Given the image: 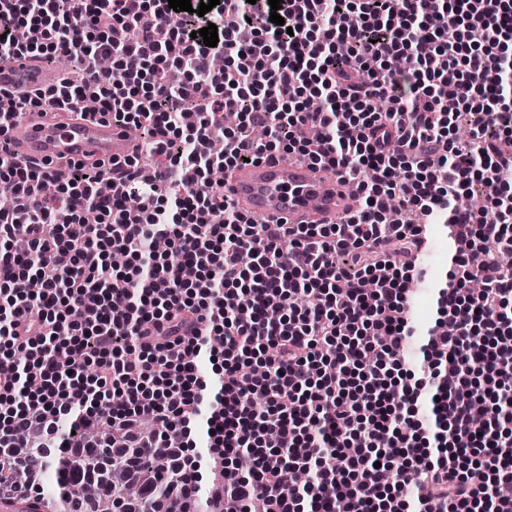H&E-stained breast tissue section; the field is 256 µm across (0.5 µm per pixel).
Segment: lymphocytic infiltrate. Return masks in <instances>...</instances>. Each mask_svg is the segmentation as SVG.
<instances>
[{"label": "lymphocytic infiltrate", "instance_id": "f902f5d3", "mask_svg": "<svg viewBox=\"0 0 512 512\" xmlns=\"http://www.w3.org/2000/svg\"><path fill=\"white\" fill-rule=\"evenodd\" d=\"M200 2L0 0V64L81 70L7 96L0 133L92 98L159 158L79 162L60 183L0 149V506L39 501L44 448L77 482L139 487L111 512H512V0H283L279 25L268 0ZM162 17L176 24L152 37ZM210 23L213 47L195 35ZM289 155L356 182L360 207L256 224L223 183L196 191ZM104 176L122 192L101 195ZM476 185L487 207H461ZM430 224L453 267L418 374L400 347ZM286 462L309 482L284 490Z\"/></svg>", "mask_w": 512, "mask_h": 512}]
</instances>
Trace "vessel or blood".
Here are the masks:
<instances>
[{"instance_id":"b4317fda","label":"vessel or blood","mask_w":512,"mask_h":512,"mask_svg":"<svg viewBox=\"0 0 512 512\" xmlns=\"http://www.w3.org/2000/svg\"><path fill=\"white\" fill-rule=\"evenodd\" d=\"M59 82L56 69L25 55L0 66V89L36 90ZM10 151L54 166L88 159L119 161L143 153L130 127L62 112L24 114L6 136ZM225 193L262 224H336L356 207L345 185L309 162L266 158L237 170Z\"/></svg>"}]
</instances>
